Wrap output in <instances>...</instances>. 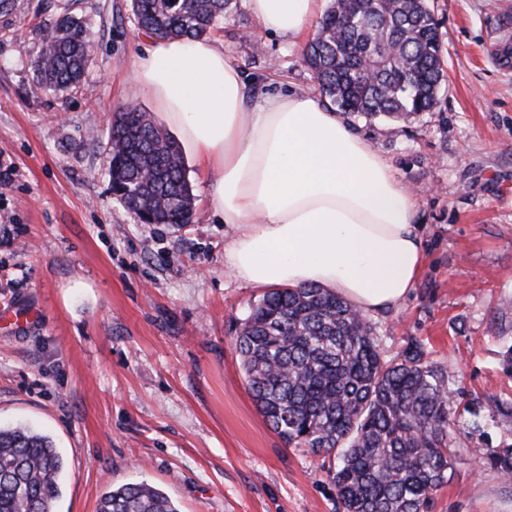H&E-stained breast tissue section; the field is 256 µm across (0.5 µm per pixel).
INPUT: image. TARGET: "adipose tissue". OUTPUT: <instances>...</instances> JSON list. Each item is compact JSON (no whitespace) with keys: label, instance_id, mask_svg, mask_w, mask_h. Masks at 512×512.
<instances>
[{"label":"adipose tissue","instance_id":"adipose-tissue-1","mask_svg":"<svg viewBox=\"0 0 512 512\" xmlns=\"http://www.w3.org/2000/svg\"><path fill=\"white\" fill-rule=\"evenodd\" d=\"M269 32L301 44L323 0H244ZM183 148L217 172L211 206L235 233L230 270L256 288L319 285L359 311L404 300L425 253L415 200L392 167L315 97L248 98L213 42L152 43L134 68Z\"/></svg>","mask_w":512,"mask_h":512}]
</instances>
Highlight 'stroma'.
I'll return each instance as SVG.
<instances>
[{"instance_id": "obj_1", "label": "stroma", "mask_w": 512, "mask_h": 512, "mask_svg": "<svg viewBox=\"0 0 512 512\" xmlns=\"http://www.w3.org/2000/svg\"><path fill=\"white\" fill-rule=\"evenodd\" d=\"M446 74L433 111L346 116L415 194L425 263L409 296L370 315L393 358L421 342L460 399V446L428 512H512V482L486 459L512 444V0H428ZM94 44L81 87H35L33 62L61 9ZM248 92L318 95L302 47L265 31L243 0L210 32ZM152 44L129 0H13L0 9V427L51 437L67 468L54 512H97L109 487L145 480L180 512H341L329 458L291 448L258 411L235 338L264 291L224 261L234 231L213 175L186 159L192 223L140 224L109 191L102 135L138 106Z\"/></svg>"}]
</instances>
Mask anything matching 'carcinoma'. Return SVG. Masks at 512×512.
<instances>
[{"mask_svg": "<svg viewBox=\"0 0 512 512\" xmlns=\"http://www.w3.org/2000/svg\"><path fill=\"white\" fill-rule=\"evenodd\" d=\"M231 3L131 0V11L148 37L196 40ZM91 49L82 20L63 11L33 63L37 86L77 90ZM304 61L330 104L365 117L429 112L445 78L437 22L422 0H331ZM103 160L112 195L135 217L191 223L182 148L145 113L131 106L114 113ZM236 350L256 407L285 444L336 454L329 476L342 512H427L456 455L448 404L455 390L421 343L385 360L369 320L329 289L308 286L267 291ZM486 458L512 481V445L490 448ZM63 468L49 437L0 428V512H53ZM97 512L178 509L141 482L105 493Z\"/></svg>", "mask_w": 512, "mask_h": 512, "instance_id": "cac0c4a2", "label": "carcinoma"}]
</instances>
